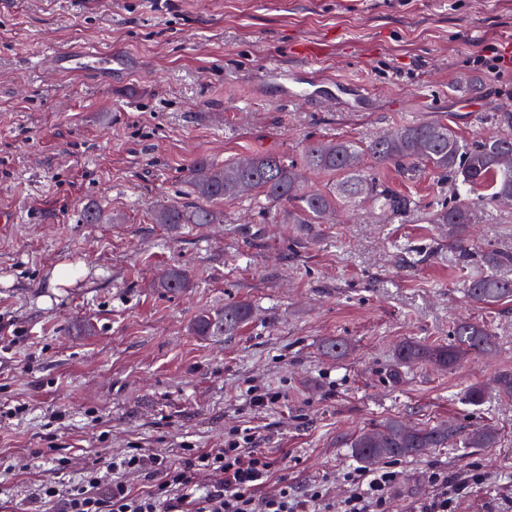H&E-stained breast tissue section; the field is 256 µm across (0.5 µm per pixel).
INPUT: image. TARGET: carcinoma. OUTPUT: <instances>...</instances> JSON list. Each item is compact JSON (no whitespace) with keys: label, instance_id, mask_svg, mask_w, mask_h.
Masks as SVG:
<instances>
[{"label":"carcinoma","instance_id":"cac0c4a2","mask_svg":"<svg viewBox=\"0 0 512 512\" xmlns=\"http://www.w3.org/2000/svg\"><path fill=\"white\" fill-rule=\"evenodd\" d=\"M506 129L473 142H464L446 123L412 122L362 143L349 139L310 142L298 163L275 154H256L222 166L199 160L189 169L188 179L201 202L193 206L167 205L153 217L156 224H213L217 212L211 204L248 195L268 201L291 204L282 212L290 224H323L340 204L369 200L380 213L401 215L418 209V201L402 196L380 183L368 171L367 161L393 166L403 176H411L422 165L451 177L448 198L436 203L430 223L448 225L458 233L473 224L477 210L488 203H512V113L498 115ZM336 175V182L325 189L305 186L306 174ZM159 287L170 293L182 292L190 281L177 268L164 272ZM467 296L479 304H495L512 298V281L489 272L469 281ZM250 305L237 302L223 310L197 317L192 330L198 336H222L242 327L249 319ZM453 343L423 345L403 342L396 349L401 363L427 362L452 368L469 355L489 353L495 347L491 327L469 319L459 320L453 329ZM350 349L347 340L336 337L323 345L326 356L339 360ZM464 448H493L498 432L490 425L467 433L452 422L433 427L410 428L390 420L377 428L353 435L352 454L365 467L385 459L414 458L431 448H444L456 439Z\"/></svg>","mask_w":512,"mask_h":512}]
</instances>
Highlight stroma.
<instances>
[{"mask_svg": "<svg viewBox=\"0 0 512 512\" xmlns=\"http://www.w3.org/2000/svg\"><path fill=\"white\" fill-rule=\"evenodd\" d=\"M76 40L140 68L82 80L36 65ZM308 46L344 96L314 82ZM488 47L502 58L493 69L474 63ZM501 112H512V0H0V512H61L35 501L41 480L68 486L130 448L177 466L245 426L276 462L261 495L319 484L338 500L358 468L350 438L391 419L490 423L499 440L383 461L398 473L388 512H416L435 472L466 480L455 512H512V401L494 388L512 372V300L466 295L490 270L485 254L512 253L511 208H482L466 258L426 219L450 186L429 167L411 180L376 169L419 200L402 216L366 203L282 224L266 201L228 199L218 224L152 220L160 205L195 203L187 175L201 158L295 160L311 140L366 141L413 121L469 140L499 132ZM91 204L102 223L85 222ZM61 262L80 273L55 290ZM170 268L187 290L157 288ZM239 301L252 317L237 332L191 333L197 315ZM463 318L491 326L492 354L451 369L395 362L403 341L452 342ZM334 337L351 346L344 359L322 353ZM252 381L280 401L252 406ZM474 385L478 406L465 400Z\"/></svg>", "mask_w": 512, "mask_h": 512, "instance_id": "obj_1", "label": "stroma"}]
</instances>
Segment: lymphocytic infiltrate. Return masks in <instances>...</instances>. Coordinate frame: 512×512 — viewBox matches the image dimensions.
<instances>
[{
  "label": "lymphocytic infiltrate",
  "mask_w": 512,
  "mask_h": 512,
  "mask_svg": "<svg viewBox=\"0 0 512 512\" xmlns=\"http://www.w3.org/2000/svg\"><path fill=\"white\" fill-rule=\"evenodd\" d=\"M252 438L245 429L229 431L223 447L191 449L177 466L131 448L112 457L105 470L85 471L68 490L44 480L36 497L62 501V512H387V492L398 475L384 469L348 473L349 492L335 502L318 485L300 496L282 486L257 499L255 492L269 480L274 462L250 449ZM138 472L153 482L147 493H135L126 481Z\"/></svg>",
  "instance_id": "1"
}]
</instances>
